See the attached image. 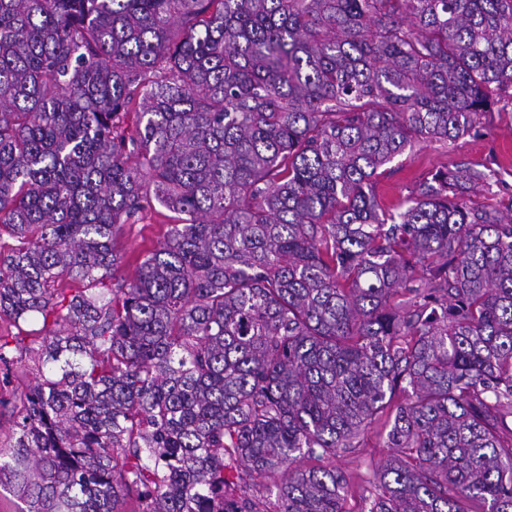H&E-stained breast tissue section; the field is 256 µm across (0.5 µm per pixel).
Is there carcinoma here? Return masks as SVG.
<instances>
[{
    "instance_id": "cac0c4a2",
    "label": "carcinoma",
    "mask_w": 512,
    "mask_h": 512,
    "mask_svg": "<svg viewBox=\"0 0 512 512\" xmlns=\"http://www.w3.org/2000/svg\"><path fill=\"white\" fill-rule=\"evenodd\" d=\"M511 90L512 0H0V315L53 317L0 444L27 512H268L228 470L342 512L290 464L383 413L368 512H512V208L467 205L492 170L372 182ZM174 215L155 203L141 214L135 224H123L113 241L119 270L117 278L108 281L109 287L117 288L114 285L117 281L128 283L135 277L146 255L164 242ZM279 476H280L279 473L274 476L276 481H278ZM274 478L271 477V478L262 479L260 484L258 481L257 486L252 485L251 483L250 484L237 483L235 485L231 484L230 487H227L224 495L226 496V498H234L236 500H241L244 498H251L252 495L267 496V493L265 492L264 487L266 485L272 486L273 482L275 480ZM272 489H273V493H271L272 495H270V496L268 495V500L271 502V504L269 506L273 509V506H275V505H273V503L276 502V489L273 486H272Z\"/></svg>"
}]
</instances>
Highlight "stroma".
<instances>
[{
  "label": "stroma",
  "instance_id": "35a3bbf8",
  "mask_svg": "<svg viewBox=\"0 0 512 512\" xmlns=\"http://www.w3.org/2000/svg\"><path fill=\"white\" fill-rule=\"evenodd\" d=\"M495 171L490 191L471 195L470 202L479 205L496 201L501 209L512 207V100L501 99L491 112L480 118L476 133L455 140L419 139L411 149L385 165L375 179L374 193L385 205L405 200L424 179L440 169L460 165ZM173 222L172 214L155 205L147 208L139 220L121 227L113 241L118 258V281H131L146 255L164 242ZM41 317L14 322L0 318V336H18L22 342L13 350L14 362L7 381L0 382V441L8 442L12 421L22 406L21 398L38 374L34 362L26 357L29 349L38 348ZM386 443V430L375 423L367 428L359 448L327 459L329 467L344 474L347 484L342 492L343 512H367L373 493L375 470L393 456Z\"/></svg>",
  "mask_w": 512,
  "mask_h": 512
}]
</instances>
